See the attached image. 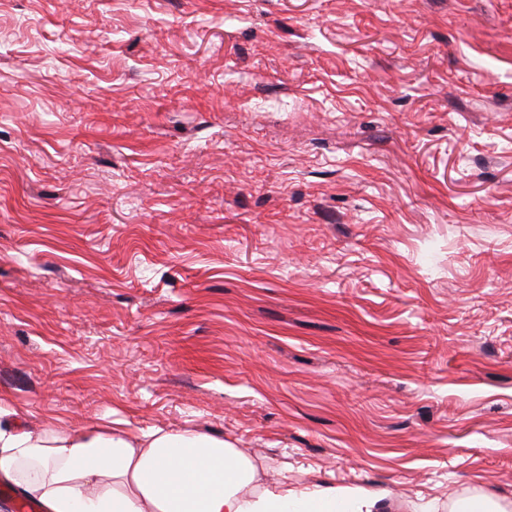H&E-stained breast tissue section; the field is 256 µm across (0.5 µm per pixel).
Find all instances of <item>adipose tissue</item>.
I'll return each mask as SVG.
<instances>
[{"instance_id": "adipose-tissue-1", "label": "adipose tissue", "mask_w": 512, "mask_h": 512, "mask_svg": "<svg viewBox=\"0 0 512 512\" xmlns=\"http://www.w3.org/2000/svg\"><path fill=\"white\" fill-rule=\"evenodd\" d=\"M12 412L0 396V479L48 512H374L378 504L366 490L340 497L283 483L255 492L254 465L206 432L36 429Z\"/></svg>"}]
</instances>
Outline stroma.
<instances>
[{"mask_svg":"<svg viewBox=\"0 0 512 512\" xmlns=\"http://www.w3.org/2000/svg\"><path fill=\"white\" fill-rule=\"evenodd\" d=\"M0 395L511 499L512 0H0Z\"/></svg>","mask_w":512,"mask_h":512,"instance_id":"obj_1","label":"stroma"}]
</instances>
